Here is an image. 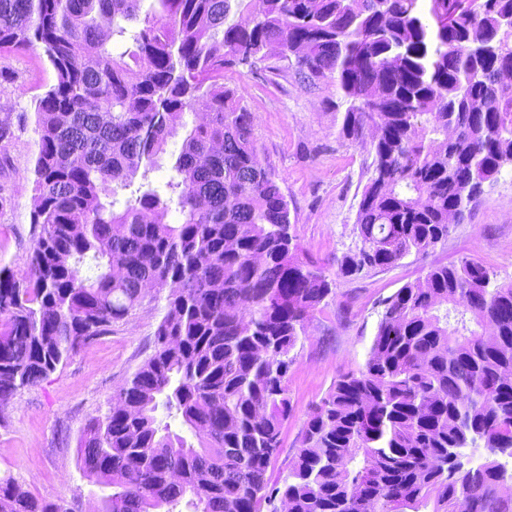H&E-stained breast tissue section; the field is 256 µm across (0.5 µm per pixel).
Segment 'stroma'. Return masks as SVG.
Here are the masks:
<instances>
[{
  "instance_id": "obj_1",
  "label": "stroma",
  "mask_w": 512,
  "mask_h": 512,
  "mask_svg": "<svg viewBox=\"0 0 512 512\" xmlns=\"http://www.w3.org/2000/svg\"><path fill=\"white\" fill-rule=\"evenodd\" d=\"M54 82L42 49L0 53V121L11 135L0 141V267L21 271L33 247L32 167L37 136L31 102ZM225 85L254 116L259 157L282 181L292 230L304 251L336 285L310 318L288 372L292 411L281 448L268 469L279 476L298 446L310 410L340 375L362 368L376 332L381 302L428 266L467 256L512 283V166L486 185L465 223L445 244L410 255L394 268L350 279L336 274V259L354 242L357 203L372 161L362 145L340 139L336 114L344 105L335 84L309 83L293 71L265 66L224 75ZM162 314L143 302L109 335L84 345L40 385L0 408V477L10 475L32 494L77 512H95L99 490L77 465V439L87 419L104 407L154 349Z\"/></svg>"
}]
</instances>
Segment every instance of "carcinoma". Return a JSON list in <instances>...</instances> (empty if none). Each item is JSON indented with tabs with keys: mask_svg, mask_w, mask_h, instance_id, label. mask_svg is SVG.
<instances>
[{
	"mask_svg": "<svg viewBox=\"0 0 512 512\" xmlns=\"http://www.w3.org/2000/svg\"><path fill=\"white\" fill-rule=\"evenodd\" d=\"M39 46L55 82L34 101V246L25 273L0 269V406L112 333L145 285L163 311L78 438L97 512H512L495 458L450 463L476 439L512 448V284L467 257L383 300L364 366L268 475L292 352L332 281L224 87L248 59L336 84L339 137L372 155L337 275L395 267L512 166V0H0V51ZM0 512L65 510L9 475Z\"/></svg>",
	"mask_w": 512,
	"mask_h": 512,
	"instance_id": "obj_1",
	"label": "carcinoma"
}]
</instances>
